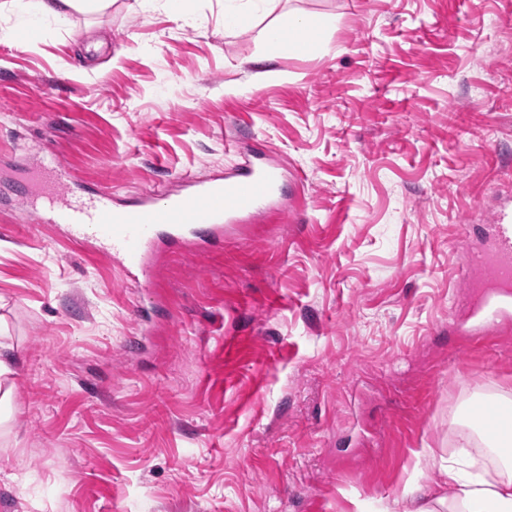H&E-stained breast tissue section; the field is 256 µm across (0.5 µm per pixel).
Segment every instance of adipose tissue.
Instances as JSON below:
<instances>
[{
	"mask_svg": "<svg viewBox=\"0 0 512 512\" xmlns=\"http://www.w3.org/2000/svg\"><path fill=\"white\" fill-rule=\"evenodd\" d=\"M111 0H0V12L16 16L19 33H41L42 25L63 18L66 10L97 12ZM460 437L465 445H481L494 472H471L464 456H452L444 468L450 489L443 495L431 488L411 490V512H512V427L490 431L464 423Z\"/></svg>",
	"mask_w": 512,
	"mask_h": 512,
	"instance_id": "1",
	"label": "adipose tissue"
}]
</instances>
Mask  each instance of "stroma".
<instances>
[{"mask_svg":"<svg viewBox=\"0 0 512 512\" xmlns=\"http://www.w3.org/2000/svg\"><path fill=\"white\" fill-rule=\"evenodd\" d=\"M139 0L0 29V326L16 348L10 512H408L479 394L512 396V322L467 336L457 269L512 196V0ZM325 21L320 49L265 31ZM259 150L284 215L160 254L157 293L43 215L57 160L126 204ZM323 21H316L308 17L295 18L288 27L271 26L266 30L269 43L279 49H288L297 43L298 36L306 31L319 30L324 26Z\"/></svg>","mask_w":512,"mask_h":512,"instance_id":"1","label":"stroma"}]
</instances>
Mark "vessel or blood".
<instances>
[{"label":"vessel or blood","mask_w":512,"mask_h":512,"mask_svg":"<svg viewBox=\"0 0 512 512\" xmlns=\"http://www.w3.org/2000/svg\"><path fill=\"white\" fill-rule=\"evenodd\" d=\"M50 223L69 239L112 255L122 276L138 288H155L154 253L165 242L191 245L222 239L226 228L278 212L285 174L267 157L255 155L231 172L206 181L187 176L173 194L158 193L138 204L117 207L106 190L77 193L63 164L49 166ZM469 285L483 289L471 314L476 340L512 320V206L500 205L480 239L463 235L459 244Z\"/></svg>","instance_id":"b4317fda"}]
</instances>
